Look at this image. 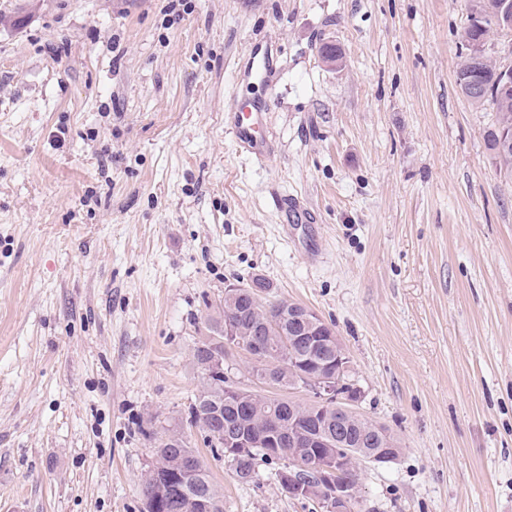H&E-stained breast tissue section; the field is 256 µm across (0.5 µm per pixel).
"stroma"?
Listing matches in <instances>:
<instances>
[{
	"label": "stroma",
	"instance_id": "1",
	"mask_svg": "<svg viewBox=\"0 0 512 512\" xmlns=\"http://www.w3.org/2000/svg\"><path fill=\"white\" fill-rule=\"evenodd\" d=\"M470 6L0 0V512H140L206 323L255 278L335 328L399 441L359 464L363 512H512V180L457 85ZM260 38L271 81L239 83ZM259 95L264 164L229 133ZM275 189L314 230L283 236ZM187 436L224 512H321Z\"/></svg>",
	"mask_w": 512,
	"mask_h": 512
}]
</instances>
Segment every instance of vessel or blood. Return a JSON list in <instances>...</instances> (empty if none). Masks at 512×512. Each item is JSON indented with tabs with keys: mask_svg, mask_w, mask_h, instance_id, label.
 Here are the masks:
<instances>
[{
	"mask_svg": "<svg viewBox=\"0 0 512 512\" xmlns=\"http://www.w3.org/2000/svg\"><path fill=\"white\" fill-rule=\"evenodd\" d=\"M248 60L242 69L244 77L267 81L272 67L270 49L251 46ZM270 101L266 98L238 100L233 112L229 132L236 147L256 162L264 163L274 155V141L267 130Z\"/></svg>",
	"mask_w": 512,
	"mask_h": 512,
	"instance_id": "1",
	"label": "vessel or blood"
}]
</instances>
